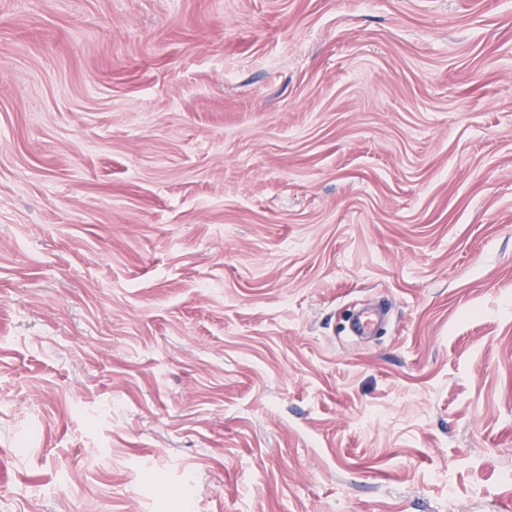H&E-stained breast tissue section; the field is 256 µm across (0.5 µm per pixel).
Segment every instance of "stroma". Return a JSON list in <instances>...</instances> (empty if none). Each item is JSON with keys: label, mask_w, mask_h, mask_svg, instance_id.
Masks as SVG:
<instances>
[{"label": "stroma", "mask_w": 512, "mask_h": 512, "mask_svg": "<svg viewBox=\"0 0 512 512\" xmlns=\"http://www.w3.org/2000/svg\"><path fill=\"white\" fill-rule=\"evenodd\" d=\"M509 499L512 0H0V512Z\"/></svg>", "instance_id": "1"}]
</instances>
